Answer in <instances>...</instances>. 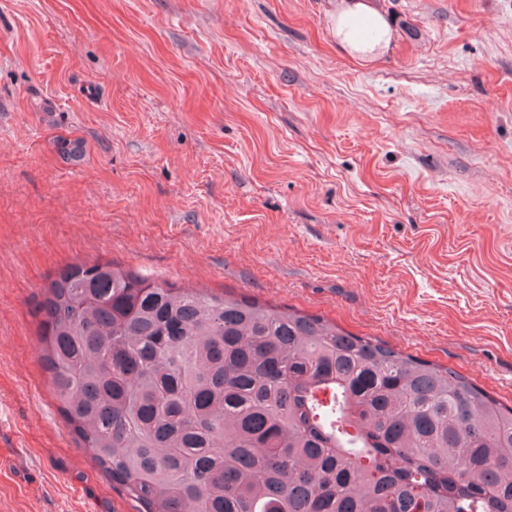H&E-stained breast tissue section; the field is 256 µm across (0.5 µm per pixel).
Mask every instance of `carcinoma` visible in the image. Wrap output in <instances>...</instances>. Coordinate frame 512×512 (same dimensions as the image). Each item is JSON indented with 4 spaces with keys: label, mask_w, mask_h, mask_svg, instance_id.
Instances as JSON below:
<instances>
[{
    "label": "carcinoma",
    "mask_w": 512,
    "mask_h": 512,
    "mask_svg": "<svg viewBox=\"0 0 512 512\" xmlns=\"http://www.w3.org/2000/svg\"><path fill=\"white\" fill-rule=\"evenodd\" d=\"M40 363L137 512H512V407L301 311L115 262L43 288Z\"/></svg>",
    "instance_id": "cac0c4a2"
}]
</instances>
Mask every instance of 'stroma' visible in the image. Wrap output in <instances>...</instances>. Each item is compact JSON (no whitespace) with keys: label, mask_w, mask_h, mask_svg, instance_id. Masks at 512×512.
<instances>
[{"label":"stroma","mask_w":512,"mask_h":512,"mask_svg":"<svg viewBox=\"0 0 512 512\" xmlns=\"http://www.w3.org/2000/svg\"><path fill=\"white\" fill-rule=\"evenodd\" d=\"M0 0V512H135L39 362L66 265L336 321L512 405V0ZM364 17H372L374 22L381 30V34L385 37V45L388 43L389 30L386 22L377 14H375L367 3H343L337 10V34L343 35V41L353 44L354 32L357 27L358 21ZM346 30V31H345Z\"/></svg>","instance_id":"stroma-1"}]
</instances>
